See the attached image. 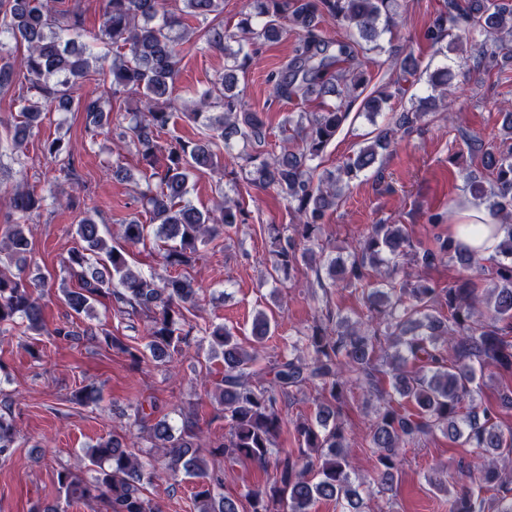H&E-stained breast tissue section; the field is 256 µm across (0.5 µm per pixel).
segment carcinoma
<instances>
[{
	"label": "carcinoma",
	"mask_w": 512,
	"mask_h": 512,
	"mask_svg": "<svg viewBox=\"0 0 512 512\" xmlns=\"http://www.w3.org/2000/svg\"><path fill=\"white\" fill-rule=\"evenodd\" d=\"M254 12L244 14L237 30L223 23L205 27L199 38L224 50V72L201 92L184 116L206 126L209 133L197 141L180 137L161 143V135L180 106L172 93L183 44L195 31L188 18L208 19L224 12V0H103L102 18L93 40L107 53L95 55L81 41L84 22L77 0H0V91H18L21 121L9 128L16 146L35 135L43 114L51 110L85 112L86 134L96 138L112 121L122 125L117 149L132 147L145 165L140 195L153 224L129 219L117 234L128 245L145 244L150 235L177 241L162 260L165 268L186 267L198 245L247 223L238 205H224L219 214L202 211L186 199L190 177L218 166L220 151L239 141L252 145L242 154L241 171L248 184L275 187L288 202L295 224L272 227L274 271H287L299 259L327 267L330 286L339 281L377 287L365 296L366 319L352 322L340 311L325 308L306 331L288 342V348L262 365L261 351L271 333V319L260 311L253 319L254 345L241 346L224 325L190 323L199 288L185 274L145 276L132 269L129 252L108 246L99 226L85 218L76 225L83 245L63 261L74 288H64L66 305L80 315L106 299L117 313L146 322L144 347L88 326L81 331L57 327L54 334L73 340L103 336L108 347L126 354L131 364L150 360L159 365L190 346L194 333L208 339L210 353L222 354L224 376L216 383L224 440L209 455L197 443L195 419L184 417L175 428L155 420L143 403L136 404L133 422L122 435L100 438L84 451L96 467L89 483L69 467L57 471V484L69 501L95 499L104 512H156L145 494L155 471L146 470L141 456L159 455L160 469L175 481L179 475L195 480L196 512H239L236 500L215 490L224 487V466L249 461L273 465L275 474L262 488L245 495L248 512H312L320 499L346 502L349 512H367L355 486L356 472L348 451V433L342 416L345 396L362 390L380 404L370 427L368 447L374 457L377 493L393 489L405 464L403 449L414 448L442 432L462 448H477L491 459L478 470L474 482L449 499V512H512V479L502 470L512 461V429L503 428L498 410L476 402L478 378L492 369L512 372V118L505 124L504 149L484 153L490 178L473 180L472 196L487 204L489 217L502 233L489 258L458 242L454 236L438 240V247L421 248L402 224H375L360 240L350 264L323 259L317 232L326 213L336 208L349 182L378 160L399 132L418 131L435 97L394 114L392 124L346 162L316 173L310 161L335 138L347 113L329 106L306 114L297 122L301 144L278 152L260 150L266 141L263 114L252 110L238 87V73L251 61L249 47L277 42L288 31L299 37L294 56L269 82L282 99L309 100L332 95L356 100L365 85L358 51L379 48L380 36L394 23L391 0H252ZM346 29H357L358 39L342 45L339 54H327L322 35L324 18ZM494 41L512 33V0H469L449 3L427 32L437 44L458 26ZM24 43L27 55L15 62L6 51L8 41ZM237 44L232 49L231 44ZM95 90L74 98L76 85ZM388 97L368 95L361 110L372 119L382 112ZM43 151L70 178L75 172L72 148L59 138L46 139ZM53 188L18 190L4 199L8 216H15L0 240V335L18 321L37 334L44 330L36 293L48 287L43 278L24 275L29 240L23 223L43 207ZM456 262L462 274L449 288H435L416 270ZM270 372L273 378L263 383ZM316 393L314 416L299 421L294 432L296 451L276 450L284 424L280 405L303 388ZM18 431L13 420L0 414V459L12 454ZM493 495L486 497L484 492Z\"/></svg>",
	"instance_id": "carcinoma-1"
}]
</instances>
